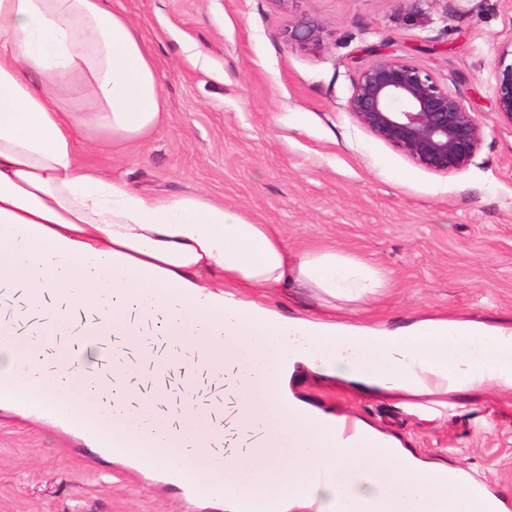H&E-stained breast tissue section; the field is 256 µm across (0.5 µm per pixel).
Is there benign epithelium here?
<instances>
[{
  "label": "benign epithelium",
  "instance_id": "1",
  "mask_svg": "<svg viewBox=\"0 0 512 512\" xmlns=\"http://www.w3.org/2000/svg\"><path fill=\"white\" fill-rule=\"evenodd\" d=\"M324 26L316 21L288 25L287 38L320 41ZM496 110L512 123V63L496 64ZM346 111L378 140L416 165L438 174L458 173L473 163L483 127L463 99L429 72L387 54L359 72Z\"/></svg>",
  "mask_w": 512,
  "mask_h": 512
}]
</instances>
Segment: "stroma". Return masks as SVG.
Returning a JSON list of instances; mask_svg holds the SVG:
<instances>
[{"instance_id": "stroma-1", "label": "stroma", "mask_w": 512, "mask_h": 512, "mask_svg": "<svg viewBox=\"0 0 512 512\" xmlns=\"http://www.w3.org/2000/svg\"><path fill=\"white\" fill-rule=\"evenodd\" d=\"M159 74L163 122L141 140L87 147L129 188L202 193L293 251L333 247L385 274L358 300L311 288L269 302L348 321L426 314L512 324V123L495 110V65L512 56V0H112ZM324 26L319 43L289 23ZM396 53L458 93L483 126L474 162L437 174L346 112L358 71ZM296 398L375 427L428 461L465 470L512 506V395L488 388L433 411L295 374ZM0 512H224L159 474L103 456L50 424L0 410ZM324 26L316 21H297L288 25L287 38L304 43H318Z\"/></svg>"}]
</instances>
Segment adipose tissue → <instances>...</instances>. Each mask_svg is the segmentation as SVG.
<instances>
[{
    "mask_svg": "<svg viewBox=\"0 0 512 512\" xmlns=\"http://www.w3.org/2000/svg\"><path fill=\"white\" fill-rule=\"evenodd\" d=\"M87 87L89 110L68 91ZM163 118L156 68L112 0H0V409L81 435L135 465L199 473L178 455V431L138 421L90 428L64 397L43 344L17 339L20 322L48 318L56 335L139 336L168 315L176 343L242 375V426L274 442L229 457L228 512H464V484L384 438L337 441L336 424L291 398L296 364L357 384L361 394L440 398L493 385L512 391V326L425 316L390 329L288 317L262 294L315 288L352 298L380 287L378 271L333 249L290 253L272 224H255L201 194L162 198L88 168L84 144L140 139ZM331 469L333 480L314 479Z\"/></svg>",
    "mask_w": 512,
    "mask_h": 512,
    "instance_id": "adipose-tissue-1",
    "label": "adipose tissue"
}]
</instances>
